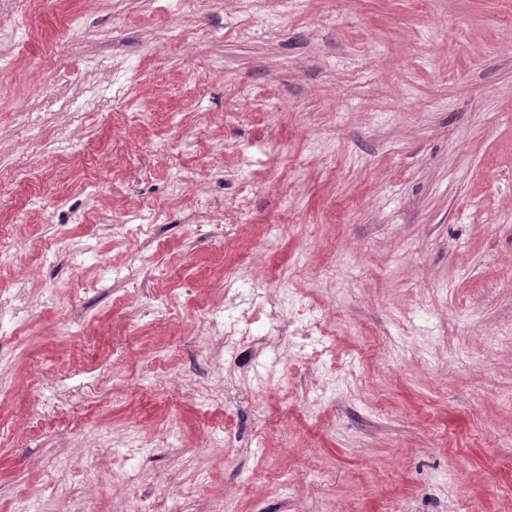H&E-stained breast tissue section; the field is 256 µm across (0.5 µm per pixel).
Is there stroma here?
<instances>
[{"label":"stroma","instance_id":"stroma-1","mask_svg":"<svg viewBox=\"0 0 512 512\" xmlns=\"http://www.w3.org/2000/svg\"><path fill=\"white\" fill-rule=\"evenodd\" d=\"M246 282L321 329L260 298L212 348ZM34 491L512 512V0H0V512Z\"/></svg>","mask_w":512,"mask_h":512}]
</instances>
